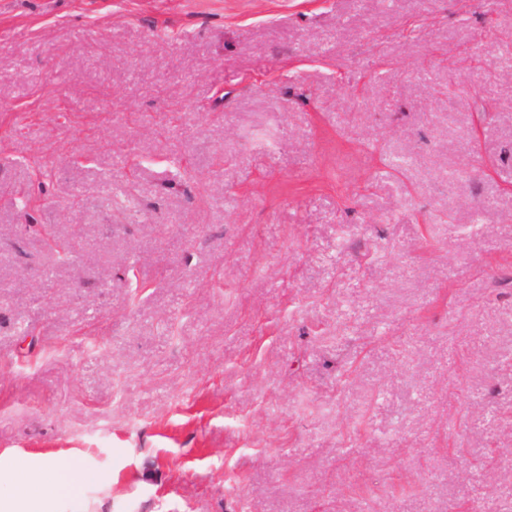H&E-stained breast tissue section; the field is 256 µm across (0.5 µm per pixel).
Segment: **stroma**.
<instances>
[{
	"instance_id": "obj_1",
	"label": "stroma",
	"mask_w": 512,
	"mask_h": 512,
	"mask_svg": "<svg viewBox=\"0 0 512 512\" xmlns=\"http://www.w3.org/2000/svg\"><path fill=\"white\" fill-rule=\"evenodd\" d=\"M17 454L64 512H504L512 0H0Z\"/></svg>"
}]
</instances>
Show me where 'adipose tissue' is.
<instances>
[{"instance_id": "obj_1", "label": "adipose tissue", "mask_w": 512, "mask_h": 512, "mask_svg": "<svg viewBox=\"0 0 512 512\" xmlns=\"http://www.w3.org/2000/svg\"><path fill=\"white\" fill-rule=\"evenodd\" d=\"M4 477L10 493L0 496V512H56L61 502L73 499L87 475L57 457L34 461L21 455L12 459Z\"/></svg>"}]
</instances>
